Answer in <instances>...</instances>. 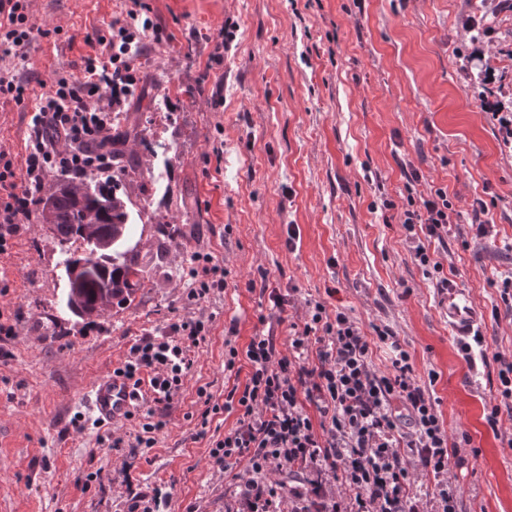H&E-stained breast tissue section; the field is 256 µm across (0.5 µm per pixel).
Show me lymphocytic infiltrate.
Wrapping results in <instances>:
<instances>
[{
	"label": "lymphocytic infiltrate",
	"mask_w": 512,
	"mask_h": 512,
	"mask_svg": "<svg viewBox=\"0 0 512 512\" xmlns=\"http://www.w3.org/2000/svg\"><path fill=\"white\" fill-rule=\"evenodd\" d=\"M32 0H0V55L26 57L35 25ZM141 0H130L124 17L114 19L101 53L88 56L82 75L55 69L49 90L40 95L30 119L22 167L0 151V254L6 253L23 224L29 223L49 178L112 179L113 112L139 83L136 54L153 30ZM454 210L444 189L408 199L400 214L414 258L426 276L448 289L443 266L425 239L442 238L453 226ZM187 302L224 290V270L211 255L192 257ZM307 318L288 336L287 352L277 348L271 329L256 331L245 351L229 347L224 362L234 372L245 357L244 384L233 385L213 414H235L234 426L211 444L220 469L242 463L238 482L241 512H417L412 501L414 472L434 482L438 512H457L458 490L448 480L449 451L469 444L467 434L449 436L439 402L417 378L411 356L389 326L365 333L344 309L329 311L325 301L307 300ZM204 320L176 317L160 331L136 339L115 370L132 386L135 400L126 420L130 439L107 431L98 443L113 449L155 448L165 428V412L178 397L194 360L193 347L205 338ZM390 352L387 371L374 368L372 343ZM313 471L338 481L349 504L320 494L318 486H288L270 479L279 468Z\"/></svg>",
	"instance_id": "1"
}]
</instances>
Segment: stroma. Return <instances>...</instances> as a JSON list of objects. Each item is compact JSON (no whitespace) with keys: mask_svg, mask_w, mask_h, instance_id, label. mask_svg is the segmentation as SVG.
Here are the masks:
<instances>
[{"mask_svg":"<svg viewBox=\"0 0 512 512\" xmlns=\"http://www.w3.org/2000/svg\"><path fill=\"white\" fill-rule=\"evenodd\" d=\"M128 0H34L35 31L26 58L0 60V72L47 78L55 68L83 72L92 30L108 34ZM156 32L137 57L152 75L161 112L124 105L120 129L136 178L117 189L134 218L128 246L145 270L131 302L91 318L66 306L63 250L40 221L23 225L0 255V312L16 335L0 359V512H124L116 477L128 468L142 486L165 485L169 512H237L244 465L210 462V439L235 415L213 418L197 437L198 388L223 401L225 334L245 349L266 316L280 342L303 324L306 300L343 308L362 326L385 324L409 351L450 433H467L449 475L460 512H512V414L498 428L484 419L496 386L482 360L458 353L448 322L456 296L480 318L488 353H512V310L499 307L488 280L512 268V151L490 110L512 98V83L472 86L475 57L512 70V12L496 0H145ZM494 15L489 41L464 27ZM235 39L223 64L211 54L220 29ZM28 105L0 100V149L22 165ZM164 166L163 182L153 170ZM447 190L461 217L450 235L426 243L452 293L441 292L413 257L397 207L408 193ZM499 196L494 235L472 238V199ZM396 207L384 209L383 200ZM173 224L174 233L163 230ZM297 225L287 247L289 225ZM212 255L227 286L196 305L183 292L193 253ZM291 293L273 310L262 287ZM202 317L210 331L167 411L156 448L129 455L74 431L84 394L111 375L140 336L172 316ZM103 482L84 487L88 473Z\"/></svg>","mask_w":512,"mask_h":512,"instance_id":"1","label":"stroma"}]
</instances>
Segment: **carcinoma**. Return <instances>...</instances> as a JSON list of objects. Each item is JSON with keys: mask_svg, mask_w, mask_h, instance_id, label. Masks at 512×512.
I'll use <instances>...</instances> for the list:
<instances>
[{"mask_svg": "<svg viewBox=\"0 0 512 512\" xmlns=\"http://www.w3.org/2000/svg\"><path fill=\"white\" fill-rule=\"evenodd\" d=\"M41 203L50 206L53 237L59 244L80 243V248L66 253L65 273L88 262L96 269V279L84 294L79 315L94 314L102 285L112 286L116 304L131 300L135 289L143 284L144 270L124 247L133 218L122 194L91 180H64L52 186ZM104 239L112 240V247L97 250Z\"/></svg>", "mask_w": 512, "mask_h": 512, "instance_id": "obj_1", "label": "carcinoma"}]
</instances>
